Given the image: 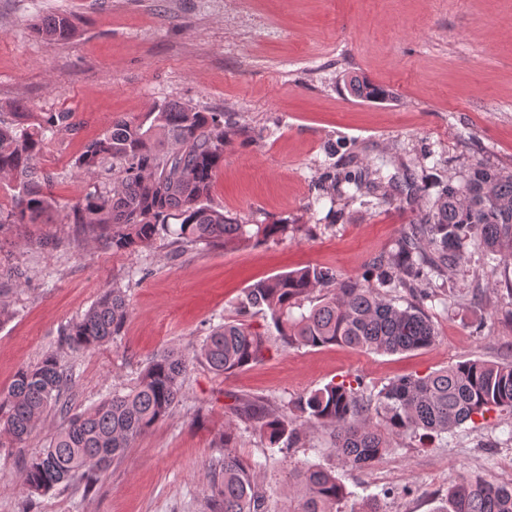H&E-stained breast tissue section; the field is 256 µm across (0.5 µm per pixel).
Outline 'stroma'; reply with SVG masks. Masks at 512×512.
I'll use <instances>...</instances> for the list:
<instances>
[{
    "mask_svg": "<svg viewBox=\"0 0 512 512\" xmlns=\"http://www.w3.org/2000/svg\"><path fill=\"white\" fill-rule=\"evenodd\" d=\"M66 13L74 37L50 42L29 27ZM385 89L354 97L347 77ZM221 112L237 134L224 148L211 206L244 224H284L285 238L235 250L176 254L169 240L115 252L75 238L67 215L110 176L89 177L75 159L114 120H136L170 102ZM70 112L37 160L54 206L43 223L0 229V392L17 371L57 351L60 334L103 294L128 289L120 336L66 353L65 395L85 408L133 387L161 352L192 353L210 326L234 318L243 290L308 265L343 278L375 276L442 186L474 164L512 168V0H0V120ZM380 170L379 193L354 201L347 172ZM50 246H40V239ZM503 269L468 261L416 282L437 331L426 349L377 354L339 345L283 347L218 375L190 361L182 396L92 488L28 495L25 461L47 446L63 417L49 410L25 449L0 447V512H202L205 477L222 455L228 424L237 454L265 459L274 512L288 508L289 474L316 463L346 486V512L378 498L383 512H434L469 475L512 484V413L494 411L445 436H399L371 469L345 466L327 431L264 458L238 400L278 409L345 376L377 392L402 376L481 359L512 363V291Z\"/></svg>",
    "mask_w": 512,
    "mask_h": 512,
    "instance_id": "obj_1",
    "label": "stroma"
}]
</instances>
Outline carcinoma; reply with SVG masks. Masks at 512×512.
Listing matches in <instances>:
<instances>
[{"mask_svg":"<svg viewBox=\"0 0 512 512\" xmlns=\"http://www.w3.org/2000/svg\"><path fill=\"white\" fill-rule=\"evenodd\" d=\"M42 38L66 41L75 33L72 16L34 20ZM358 98L383 99L387 92L352 76ZM70 112H49L40 123L0 121V175L15 181L13 208L0 213V227L28 224L50 207L47 177L36 160L46 133L73 127ZM236 131L222 112H200L168 102L144 119H118L90 142L75 167L88 176L112 173V188L88 193L72 210L76 233L114 251H136L158 238L171 237L183 253L198 245L232 249L279 240L286 224H240L209 204L224 145ZM177 224H171V221ZM484 249L492 260L512 257V170L478 163L458 185H446L431 208L397 248L376 263L379 276L341 279L319 265L258 281L237 303L240 319L211 328L193 359L222 375L265 358L270 338L244 318L270 317L285 347L342 345L375 353L419 350L436 342V331L422 307L427 295L401 306L382 288H405L467 262L469 247ZM317 303L294 314L304 300ZM124 288L109 289L61 334L62 348L77 352L120 335L128 316ZM188 359L167 350L142 370L129 392L103 398L79 412L61 401L73 371L55 353L33 367L18 370L8 391L0 393V445L24 449L38 421L55 406L66 421L48 446L27 460L20 482L31 495L47 493L72 481L91 482L93 473L121 458L138 437L168 416L181 397ZM493 408L512 411V365L469 360L422 376L389 382L377 394L364 395L359 377L330 382L268 412L259 399L242 414L252 422L270 453L287 452L305 431L326 427L341 462L366 469L387 455L395 437L452 433ZM237 433L224 430L222 458L211 463V494L203 512H271L270 494L258 470L262 463L234 451ZM293 495L287 512H342L349 492L332 471L306 464L290 475ZM435 512H512V485L486 476L465 477L448 492Z\"/></svg>","mask_w":512,"mask_h":512,"instance_id":"carcinoma-1","label":"carcinoma"}]
</instances>
